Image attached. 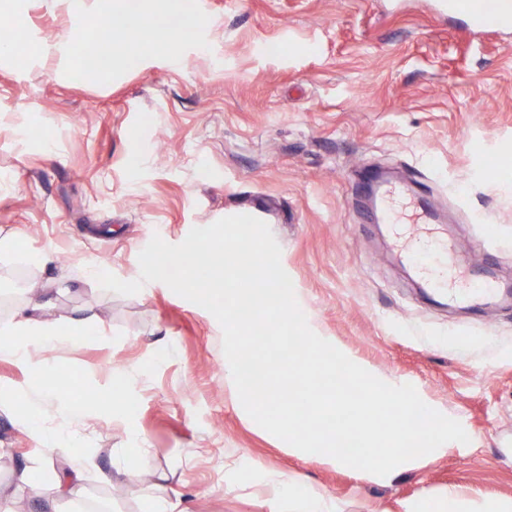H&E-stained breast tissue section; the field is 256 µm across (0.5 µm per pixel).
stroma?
<instances>
[{"label": "stroma", "instance_id": "35a3bbf8", "mask_svg": "<svg viewBox=\"0 0 512 512\" xmlns=\"http://www.w3.org/2000/svg\"><path fill=\"white\" fill-rule=\"evenodd\" d=\"M28 11L51 50L26 70L0 62V240L21 252L0 263V324L47 288L45 318L81 309L103 331L60 334L24 361L0 355L9 503L146 512L175 492L188 512H268L247 456L324 490L340 512H400L451 486L511 499L512 304L456 305L421 287L412 271L431 255L395 248L352 184L372 168L428 187L435 238L473 275L512 281V30L469 31L433 0H157V22L183 27L172 55L91 76L52 50L71 40V20L40 0ZM238 214L269 226L316 334L379 379L413 385L469 443L381 480L309 460L246 416L210 312L161 282L122 296L85 275L101 262L136 280L153 236L178 244ZM487 216L499 226L488 253L475 245ZM41 256L44 268L30 265ZM117 380L125 414L112 410ZM57 391L72 403L51 421L71 444L55 469L83 457L97 467L47 501L53 475L33 468L41 445L25 414ZM123 458L152 475L128 499L100 476Z\"/></svg>", "mask_w": 512, "mask_h": 512}]
</instances>
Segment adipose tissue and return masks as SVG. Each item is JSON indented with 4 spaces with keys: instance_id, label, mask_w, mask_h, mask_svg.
<instances>
[{
    "instance_id": "adipose-tissue-1",
    "label": "adipose tissue",
    "mask_w": 512,
    "mask_h": 512,
    "mask_svg": "<svg viewBox=\"0 0 512 512\" xmlns=\"http://www.w3.org/2000/svg\"><path fill=\"white\" fill-rule=\"evenodd\" d=\"M27 0H0V14L10 16L13 24L0 31V60H10L16 67L25 68L34 56L39 41L31 34L26 19ZM53 9L65 11L69 18L80 19L82 26L97 28L116 43L115 53L76 61L80 71L95 75L107 74L117 57L132 39L125 17L133 9V0H49ZM42 305L36 301L19 304L15 309L16 323L0 326V354L17 359L28 356L34 342L50 343L59 334L54 320L36 318ZM265 486L271 493L267 499L268 512H337L335 502L322 491L302 487L300 480L276 472L265 475Z\"/></svg>"
}]
</instances>
